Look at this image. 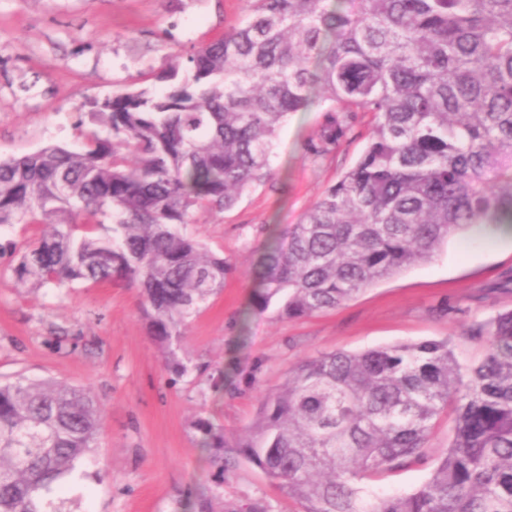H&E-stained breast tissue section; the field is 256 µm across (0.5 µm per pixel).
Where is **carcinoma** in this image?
<instances>
[{
    "instance_id": "carcinoma-1",
    "label": "carcinoma",
    "mask_w": 512,
    "mask_h": 512,
    "mask_svg": "<svg viewBox=\"0 0 512 512\" xmlns=\"http://www.w3.org/2000/svg\"><path fill=\"white\" fill-rule=\"evenodd\" d=\"M245 21L147 88L91 102L76 148L0 159V227L40 232L7 246L24 288L133 286L165 366L188 321L222 290L227 262L200 212L232 208L270 176L277 132L333 105L308 145L335 151L345 120L373 124L355 163L257 259L251 307L334 309L432 259L477 224H512V0H246ZM453 337L302 358L262 393L230 440L199 420V446L231 448L303 512H512V309ZM448 446L429 477L374 497L369 482L422 464L440 418ZM90 388L22 375L0 381V512H69L65 481L98 456Z\"/></svg>"
}]
</instances>
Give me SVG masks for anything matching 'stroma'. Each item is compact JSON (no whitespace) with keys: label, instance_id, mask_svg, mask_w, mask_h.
Here are the masks:
<instances>
[{"label":"stroma","instance_id":"1","mask_svg":"<svg viewBox=\"0 0 512 512\" xmlns=\"http://www.w3.org/2000/svg\"><path fill=\"white\" fill-rule=\"evenodd\" d=\"M245 12L244 0H0V157L77 146L87 101L125 88L163 93L152 74L223 36ZM327 109L290 115L270 177L234 208L199 214L196 232L233 269L189 322L178 352L183 377L165 369L137 288H21L10 271L15 256L0 255V380L21 373L82 384L104 409L100 463L84 465L69 489L71 512H184L200 493L213 512H302L252 463L221 468L203 455L195 420H210L228 439L244 433L262 392L317 352L451 335L459 359L472 361L481 350L459 337L461 326L512 309V290L500 286L512 246L499 227L479 225L335 310L289 319L273 304L248 313L269 233L287 236L365 147L371 118L360 115L334 153L309 157Z\"/></svg>","mask_w":512,"mask_h":512}]
</instances>
